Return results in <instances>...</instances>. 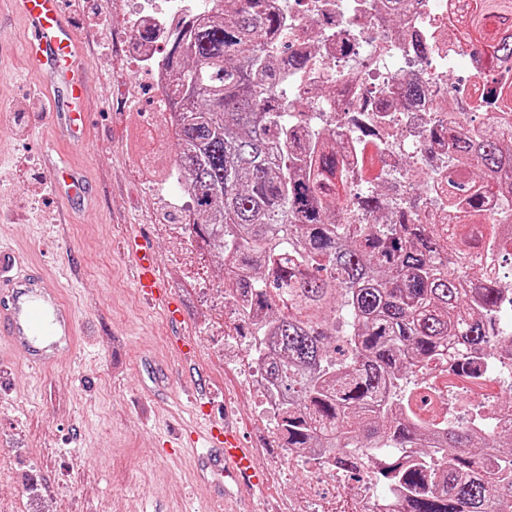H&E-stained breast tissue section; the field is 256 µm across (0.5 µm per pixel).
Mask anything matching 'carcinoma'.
I'll return each mask as SVG.
<instances>
[{
    "mask_svg": "<svg viewBox=\"0 0 512 512\" xmlns=\"http://www.w3.org/2000/svg\"><path fill=\"white\" fill-rule=\"evenodd\" d=\"M214 2V19L170 30L163 93L199 217L190 233L247 297L241 319L252 342L272 340L263 369L282 397L285 447L327 448L342 474L375 477L392 496L387 512H512V452L501 451L512 430L437 431L421 418L428 406L404 402L408 377L433 364L463 376L468 352L512 356V337L495 327L508 290L475 268L512 236L477 223L476 189L512 165V81L483 85L478 108L498 111L496 126L453 144L448 166L465 176L448 194L461 219L452 237L414 223L413 192L396 224H348L349 213L379 216L391 201L373 191L338 204L336 152L289 130L283 72L306 58L286 44V58L270 55L282 20L265 0ZM458 40L511 69L512 0H473Z\"/></svg>",
    "mask_w": 512,
    "mask_h": 512,
    "instance_id": "carcinoma-1",
    "label": "carcinoma"
}]
</instances>
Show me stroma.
Wrapping results in <instances>:
<instances>
[{"instance_id": "35a3bbf8", "label": "stroma", "mask_w": 512, "mask_h": 512, "mask_svg": "<svg viewBox=\"0 0 512 512\" xmlns=\"http://www.w3.org/2000/svg\"><path fill=\"white\" fill-rule=\"evenodd\" d=\"M83 50L88 98L81 145L51 92L30 68L27 32L13 0H0V236L30 267L58 276L79 322L75 345L55 367L13 363L0 392V512H354L356 477L300 496L311 466H292L273 420L248 380L250 337L232 307L212 313L224 270L164 225L180 223L169 192L138 174L133 135L150 144L159 89L123 47L131 38L119 0H64ZM85 177L88 197L49 190L61 163ZM143 234L159 272L180 300L181 320L148 308L137 294L125 240ZM191 345L175 348L176 337ZM203 369L217 411L234 424L267 475L251 499L226 494L220 474L181 448L164 446L159 424L178 430L192 417L175 383Z\"/></svg>"}]
</instances>
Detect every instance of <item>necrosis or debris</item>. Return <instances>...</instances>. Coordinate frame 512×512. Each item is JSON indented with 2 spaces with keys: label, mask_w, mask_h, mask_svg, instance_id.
Here are the masks:
<instances>
[{
  "label": "necrosis or debris",
  "mask_w": 512,
  "mask_h": 512,
  "mask_svg": "<svg viewBox=\"0 0 512 512\" xmlns=\"http://www.w3.org/2000/svg\"><path fill=\"white\" fill-rule=\"evenodd\" d=\"M470 0H268L282 15L283 38L307 56L300 74H286L283 94L307 105L305 123L295 130L308 137L329 135L349 184H358L367 166L383 181L402 178L411 186L416 172L434 170L425 185L420 224H446L448 148L459 133L488 131L491 111L477 112L474 86L494 74L480 48L457 43ZM210 0H160L133 12L131 28L160 25L195 13L207 16ZM461 60L470 76L448 90V62ZM400 85L424 87L413 99L392 97ZM413 395L433 399L435 422H458L463 390L434 387L418 378Z\"/></svg>",
  "instance_id": "obj_1"
}]
</instances>
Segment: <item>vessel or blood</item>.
<instances>
[{"label": "vessel or blood", "mask_w": 512, "mask_h": 512, "mask_svg": "<svg viewBox=\"0 0 512 512\" xmlns=\"http://www.w3.org/2000/svg\"><path fill=\"white\" fill-rule=\"evenodd\" d=\"M14 4L28 31L27 56L36 70L53 76L67 88V125L71 135H79L86 122L82 107L86 83L73 65L75 37L70 24L62 20L61 0H14ZM126 252L142 300L178 315L180 306L158 273L148 241L140 235L129 236ZM74 334L75 310L55 280L26 267L11 248L0 242V345H6L30 366L45 367L71 345ZM184 393L197 413V424L179 438L178 447L200 450L202 457L208 458L241 494L262 489L261 468L243 443L231 415L215 416L206 377L195 378Z\"/></svg>", "instance_id": "obj_1"}]
</instances>
